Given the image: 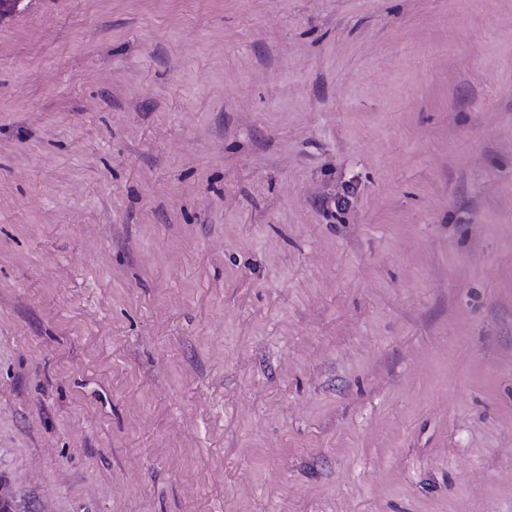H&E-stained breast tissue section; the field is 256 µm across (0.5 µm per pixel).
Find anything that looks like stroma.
Here are the masks:
<instances>
[{"instance_id": "stroma-1", "label": "stroma", "mask_w": 512, "mask_h": 512, "mask_svg": "<svg viewBox=\"0 0 512 512\" xmlns=\"http://www.w3.org/2000/svg\"><path fill=\"white\" fill-rule=\"evenodd\" d=\"M9 512H512V0L0 18Z\"/></svg>"}]
</instances>
